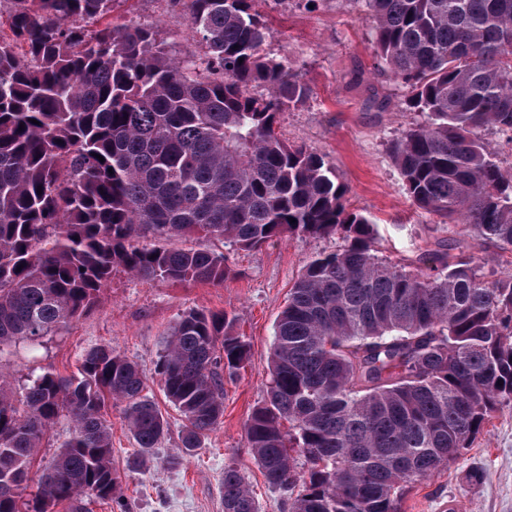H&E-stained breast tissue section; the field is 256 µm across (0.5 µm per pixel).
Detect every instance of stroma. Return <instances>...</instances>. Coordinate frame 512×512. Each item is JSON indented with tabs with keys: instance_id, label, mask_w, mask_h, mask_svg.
<instances>
[{
	"instance_id": "stroma-1",
	"label": "stroma",
	"mask_w": 512,
	"mask_h": 512,
	"mask_svg": "<svg viewBox=\"0 0 512 512\" xmlns=\"http://www.w3.org/2000/svg\"><path fill=\"white\" fill-rule=\"evenodd\" d=\"M268 31L264 52L285 60L309 96L279 118L289 143L323 156L347 189L350 210L369 217L379 231V254L413 258L417 249L448 236L486 263V280L512 269L490 242L474 243L470 228L445 224L416 209L406 197L391 148L401 134L423 122L403 108L406 91L380 70L371 26L355 0H253ZM129 20L158 27L166 48L179 56L198 52L183 8L170 0H115L113 23ZM388 98L387 111L371 108ZM340 235L284 237L244 250L221 240L208 248L224 253L229 275L221 283L173 284L113 275L87 316L44 336L39 344L18 342L0 349V377L21 391L45 372L76 371L82 354L99 345L136 362L148 375L147 394L169 422L155 454L134 464L137 447L123 403L109 411L112 466L130 512H224L225 465L236 466L250 483L263 512H283L284 494L269 487L249 448L244 424L266 396L268 362L277 317L307 261L335 252ZM190 310L224 311L250 345V360L224 382V421L186 460H178L183 421L165 398L153 373L163 340L178 316ZM468 512H512V402L505 401L470 440L459 459L410 487L401 512H448L449 500Z\"/></svg>"
}]
</instances>
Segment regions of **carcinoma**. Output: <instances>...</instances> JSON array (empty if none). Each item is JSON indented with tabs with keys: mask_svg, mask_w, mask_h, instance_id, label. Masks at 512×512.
I'll use <instances>...</instances> for the list:
<instances>
[{
	"mask_svg": "<svg viewBox=\"0 0 512 512\" xmlns=\"http://www.w3.org/2000/svg\"><path fill=\"white\" fill-rule=\"evenodd\" d=\"M8 2L0 348L89 313L118 271L224 281V253L174 245L182 238L255 249L339 233L345 245L307 262L278 316L266 397L245 436L288 512H400L408 485L454 463L512 400V276L484 280L453 237L407 265L376 255L375 224L347 208L325 159L277 132L308 90L288 62L264 54L268 32L251 0H171L201 45L183 57L152 26L108 21L115 0ZM354 2L404 104L425 116L392 146L409 200L512 254V173L481 137L496 129L512 141V0ZM146 236L159 244L139 245ZM249 358L227 313L176 320L156 374L183 417L184 454L222 423L224 378ZM145 389L137 364L105 346L19 397L0 379V512L118 500L112 401L125 403L141 456L168 429ZM62 417L74 430L33 479ZM221 493L224 512H261L232 465Z\"/></svg>",
	"mask_w": 512,
	"mask_h": 512,
	"instance_id": "carcinoma-1",
	"label": "carcinoma"
}]
</instances>
